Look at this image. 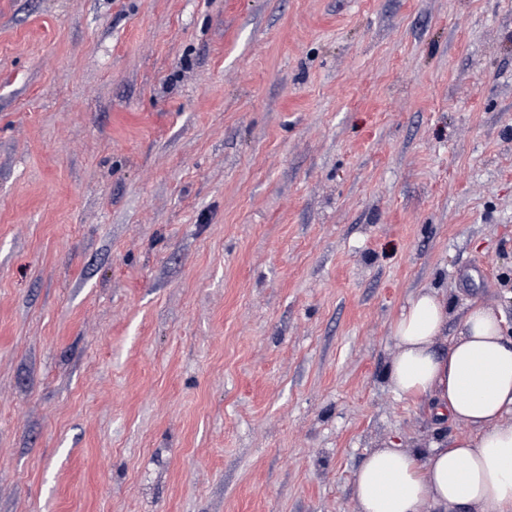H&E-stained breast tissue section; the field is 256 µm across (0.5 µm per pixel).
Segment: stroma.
Masks as SVG:
<instances>
[{
    "label": "stroma",
    "instance_id": "1",
    "mask_svg": "<svg viewBox=\"0 0 512 512\" xmlns=\"http://www.w3.org/2000/svg\"><path fill=\"white\" fill-rule=\"evenodd\" d=\"M423 288L512 339V0H0V512H357Z\"/></svg>",
    "mask_w": 512,
    "mask_h": 512
}]
</instances>
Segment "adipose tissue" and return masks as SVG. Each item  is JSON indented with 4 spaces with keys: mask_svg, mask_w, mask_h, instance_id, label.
I'll return each instance as SVG.
<instances>
[{
    "mask_svg": "<svg viewBox=\"0 0 512 512\" xmlns=\"http://www.w3.org/2000/svg\"><path fill=\"white\" fill-rule=\"evenodd\" d=\"M503 323L499 311L472 304L445 348L446 296L410 298L391 325L388 385L464 430L422 449H374L353 475L357 512H512V342Z\"/></svg>",
    "mask_w": 512,
    "mask_h": 512,
    "instance_id": "ef3b65f1",
    "label": "adipose tissue"
}]
</instances>
